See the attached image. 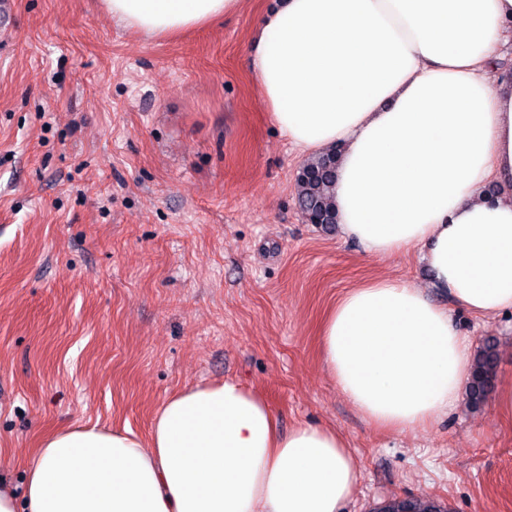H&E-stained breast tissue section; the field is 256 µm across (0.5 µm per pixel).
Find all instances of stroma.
I'll list each match as a JSON object with an SVG mask.
<instances>
[{
    "label": "stroma",
    "mask_w": 512,
    "mask_h": 512,
    "mask_svg": "<svg viewBox=\"0 0 512 512\" xmlns=\"http://www.w3.org/2000/svg\"><path fill=\"white\" fill-rule=\"evenodd\" d=\"M270 0L177 38L122 28L98 0H11L0 24V476L21 489L37 438L75 423L147 436L185 388L240 382L281 431L336 429L361 478L342 512L430 498L512 512V415L467 397L405 432L369 424L329 377L328 311L381 277L422 288L415 253L371 257L306 223L292 149L252 76ZM498 344L512 312L457 311Z\"/></svg>",
    "instance_id": "1"
}]
</instances>
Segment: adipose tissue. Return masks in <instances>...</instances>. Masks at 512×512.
<instances>
[{
  "mask_svg": "<svg viewBox=\"0 0 512 512\" xmlns=\"http://www.w3.org/2000/svg\"><path fill=\"white\" fill-rule=\"evenodd\" d=\"M125 28L169 37L244 0H100ZM512 0H275L254 80L304 154L336 149L342 238L369 256L420 251L453 308L408 282L350 289L322 327L325 368L371 424L403 432L452 411L473 349L453 315L512 311ZM360 465L331 428L281 432L234 382L168 398L148 439L73 424L42 434L0 512H340Z\"/></svg>",
  "mask_w": 512,
  "mask_h": 512,
  "instance_id": "obj_1",
  "label": "adipose tissue"
}]
</instances>
